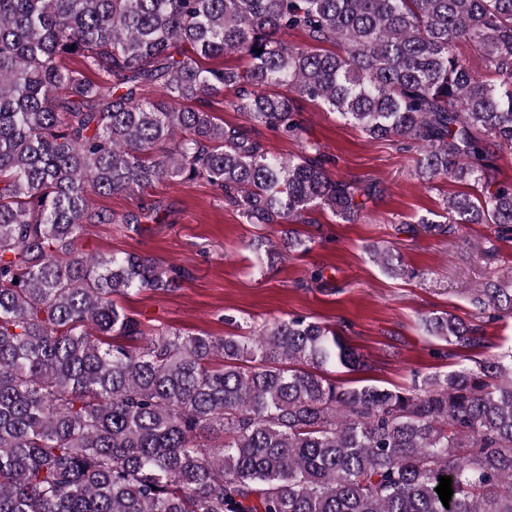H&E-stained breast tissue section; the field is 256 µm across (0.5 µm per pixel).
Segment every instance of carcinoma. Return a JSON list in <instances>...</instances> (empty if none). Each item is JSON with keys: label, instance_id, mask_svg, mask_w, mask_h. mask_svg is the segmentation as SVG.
Returning a JSON list of instances; mask_svg holds the SVG:
<instances>
[{"label": "carcinoma", "instance_id": "obj_1", "mask_svg": "<svg viewBox=\"0 0 512 512\" xmlns=\"http://www.w3.org/2000/svg\"><path fill=\"white\" fill-rule=\"evenodd\" d=\"M461 40L495 80L459 58ZM229 53L250 66L200 63ZM226 88L289 138L298 95L408 140L419 178L468 187L445 200L448 223L512 230V180L490 163L512 152V0H0V512H512V351L411 391L344 388L327 368L363 362L331 328L292 316L248 340L147 338L115 297L177 277L79 251L93 219L150 216L92 213L90 196L162 180L208 183L248 224L355 216L373 187L332 178L314 145L284 157L224 127L209 102ZM374 256L403 274L392 251ZM471 303L511 317L512 276ZM423 325L483 343L449 313Z\"/></svg>", "mask_w": 512, "mask_h": 512}]
</instances>
